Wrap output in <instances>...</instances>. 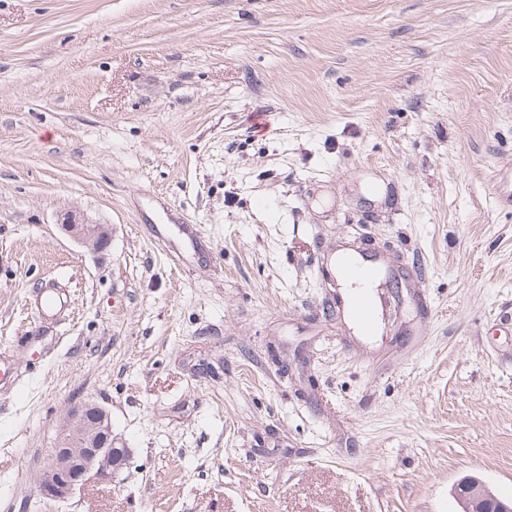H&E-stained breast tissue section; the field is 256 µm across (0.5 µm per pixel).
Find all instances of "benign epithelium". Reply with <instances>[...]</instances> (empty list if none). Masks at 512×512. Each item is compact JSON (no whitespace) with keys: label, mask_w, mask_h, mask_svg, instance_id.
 <instances>
[{"label":"benign epithelium","mask_w":512,"mask_h":512,"mask_svg":"<svg viewBox=\"0 0 512 512\" xmlns=\"http://www.w3.org/2000/svg\"><path fill=\"white\" fill-rule=\"evenodd\" d=\"M61 226L77 243L102 250L111 241L109 227L86 222L73 211L63 215ZM130 452L118 446L106 411L95 404L74 407L67 416L66 433L43 465L37 485L43 500H64L89 480L112 482L127 464ZM459 512H512L508 504L477 475H467L452 487Z\"/></svg>","instance_id":"1"}]
</instances>
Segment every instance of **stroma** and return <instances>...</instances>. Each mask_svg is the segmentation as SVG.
Wrapping results in <instances>:
<instances>
[{
  "mask_svg": "<svg viewBox=\"0 0 512 512\" xmlns=\"http://www.w3.org/2000/svg\"><path fill=\"white\" fill-rule=\"evenodd\" d=\"M501 173L512 0H0V512L512 496ZM343 242L401 281L378 335L334 305ZM88 401L130 459L40 500ZM60 224L77 243L92 250L105 249L111 241L108 226L88 223L73 211L66 212ZM452 496L459 512H511L512 502L506 503L494 493L488 483L477 475H467L452 487Z\"/></svg>",
  "mask_w": 512,
  "mask_h": 512,
  "instance_id": "1",
  "label": "stroma"
}]
</instances>
